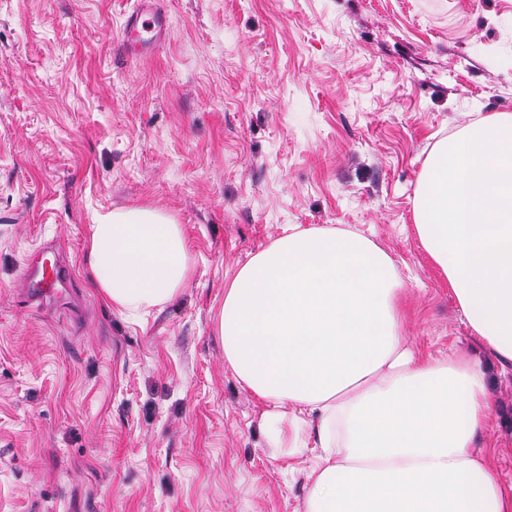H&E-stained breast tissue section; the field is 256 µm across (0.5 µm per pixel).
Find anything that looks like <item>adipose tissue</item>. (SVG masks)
Returning a JSON list of instances; mask_svg holds the SVG:
<instances>
[{"mask_svg": "<svg viewBox=\"0 0 512 512\" xmlns=\"http://www.w3.org/2000/svg\"><path fill=\"white\" fill-rule=\"evenodd\" d=\"M417 231L483 348L512 370V114L431 151ZM180 224L115 209L89 227L90 286L137 314L187 276ZM390 257L351 231L291 232L249 259L224 293V358L263 402L272 447L320 453L306 512H512V483L472 455L491 417L485 372L405 347Z\"/></svg>", "mask_w": 512, "mask_h": 512, "instance_id": "1", "label": "adipose tissue"}]
</instances>
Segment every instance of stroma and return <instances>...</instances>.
Wrapping results in <instances>:
<instances>
[{
    "label": "stroma",
    "instance_id": "obj_1",
    "mask_svg": "<svg viewBox=\"0 0 512 512\" xmlns=\"http://www.w3.org/2000/svg\"><path fill=\"white\" fill-rule=\"evenodd\" d=\"M161 2L167 39L130 60L131 0H0V512H305L313 455L269 446L218 328L237 270L293 227L370 239L406 345L479 358L472 452L512 481V375L416 228L433 148L512 113V0ZM131 207L172 215L189 254L135 316L88 283L95 215ZM52 240L74 317L24 295Z\"/></svg>",
    "mask_w": 512,
    "mask_h": 512
}]
</instances>
